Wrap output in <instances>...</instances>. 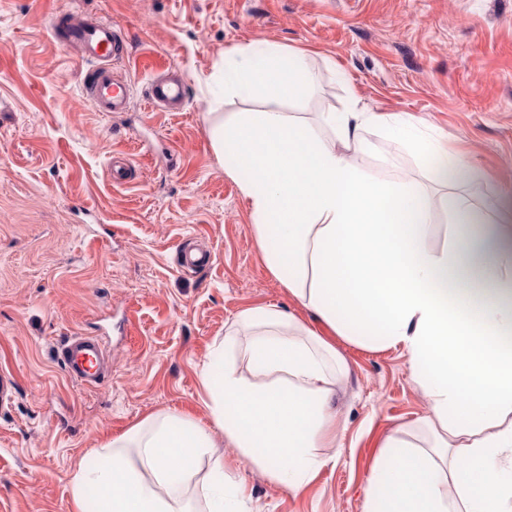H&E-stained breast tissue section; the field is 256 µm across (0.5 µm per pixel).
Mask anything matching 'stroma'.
Returning <instances> with one entry per match:
<instances>
[{
	"label": "stroma",
	"mask_w": 512,
	"mask_h": 512,
	"mask_svg": "<svg viewBox=\"0 0 512 512\" xmlns=\"http://www.w3.org/2000/svg\"><path fill=\"white\" fill-rule=\"evenodd\" d=\"M60 11L124 34L126 111L84 97L85 64L49 31ZM247 43L312 52L319 86L284 109L322 136L324 113L353 97L426 121L479 169L464 195L512 225V0H0V369L18 382L0 407V512H71L78 465L94 467L96 448L148 416L209 422L200 370L254 307L297 313L349 373L334 400L342 446L299 492L238 462L215 432L227 474L250 494L246 512H365L387 436L427 414L404 346L335 336L267 269L240 180L209 138L212 111L261 107L215 101L225 52ZM165 69L185 78L183 111L147 104ZM363 139L352 159L364 174L433 190L434 160ZM116 153L133 162L122 185ZM197 239L210 263L182 270L180 249ZM76 332L106 344L97 387L71 382L56 359Z\"/></svg>",
	"instance_id": "1"
}]
</instances>
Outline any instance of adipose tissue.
I'll use <instances>...</instances> for the list:
<instances>
[{"label": "adipose tissue", "mask_w": 512, "mask_h": 512, "mask_svg": "<svg viewBox=\"0 0 512 512\" xmlns=\"http://www.w3.org/2000/svg\"><path fill=\"white\" fill-rule=\"evenodd\" d=\"M317 75L304 52L254 43L224 55L225 97L259 98L255 112L213 113L215 153L243 173L253 228L270 273L332 330L371 347L404 345L428 401L427 445L390 434L369 480L365 512H512V225L478 219L454 186L476 172L421 121L350 99L324 120L323 138L284 102L308 98ZM374 129L397 150L437 159V193L366 176L349 152ZM451 239L426 238L436 212ZM200 372L213 424L151 416L78 467V512H193L201 478L206 512H241L244 484H227L211 457L212 428L241 459L291 490L332 460L342 430L332 406L348 364L295 314L255 307L239 316ZM244 342L247 370L228 350ZM207 476H200L203 460Z\"/></svg>", "instance_id": "adipose-tissue-1"}]
</instances>
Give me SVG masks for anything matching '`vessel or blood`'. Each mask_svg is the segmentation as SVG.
Here are the masks:
<instances>
[{
	"instance_id": "b4317fda",
	"label": "vessel or blood",
	"mask_w": 512,
	"mask_h": 512,
	"mask_svg": "<svg viewBox=\"0 0 512 512\" xmlns=\"http://www.w3.org/2000/svg\"><path fill=\"white\" fill-rule=\"evenodd\" d=\"M49 31L60 44L75 49L88 63L84 88L96 110L124 111L130 103V85L112 70L128 54L122 34L109 22L84 21L63 12L50 16ZM147 99L151 108L180 111L186 99V85L168 77L154 78ZM57 358L68 378L81 386H98L105 377L107 351L97 337H67L57 348Z\"/></svg>"
}]
</instances>
